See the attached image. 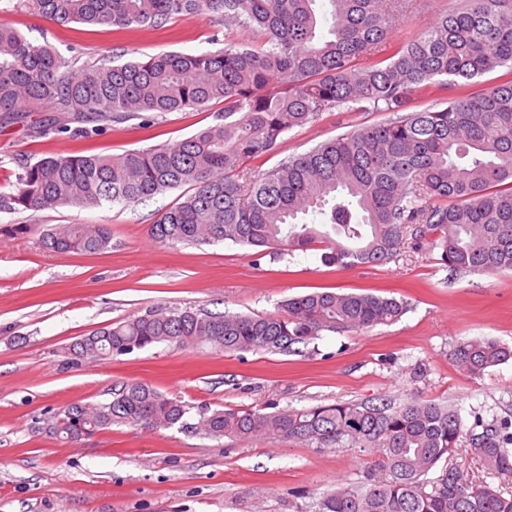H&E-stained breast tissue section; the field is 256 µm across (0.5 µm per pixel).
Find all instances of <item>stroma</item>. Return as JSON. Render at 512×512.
I'll return each mask as SVG.
<instances>
[{"instance_id":"35a3bbf8","label":"stroma","mask_w":512,"mask_h":512,"mask_svg":"<svg viewBox=\"0 0 512 512\" xmlns=\"http://www.w3.org/2000/svg\"><path fill=\"white\" fill-rule=\"evenodd\" d=\"M455 0H412L394 40L415 38ZM68 58L144 60L167 51L213 49V23L177 17L163 29L124 39L103 29L84 35L22 12L0 14ZM383 112H325L289 131L260 170L316 144L385 121ZM213 109L116 120L81 136L22 125L0 128V192L14 191L21 161L58 154H121L172 144L213 124ZM168 191L139 204L0 213V512H310L336 484L363 480L371 458L351 448H315L262 438L214 440L174 428L115 425L76 442L48 422L66 406L104 401L112 385L149 384L194 409L309 408L384 398L454 407L464 426L476 419L512 424V360L482 377L464 374L452 351L463 340L512 347V272L451 271L439 251L413 240L387 263L342 268L312 247L259 252L216 242L161 245L149 232ZM55 224H105L111 246L99 254L46 250L38 230ZM373 293L407 304L389 325L326 332L312 355L224 352L157 345L99 363L68 364L74 340L158 308L264 315L280 301L313 291Z\"/></svg>"}]
</instances>
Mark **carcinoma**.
Listing matches in <instances>:
<instances>
[{"mask_svg": "<svg viewBox=\"0 0 512 512\" xmlns=\"http://www.w3.org/2000/svg\"><path fill=\"white\" fill-rule=\"evenodd\" d=\"M316 0H13L45 21L161 27L178 16L224 27V47L165 52L147 60L75 66L57 48L0 23V125L47 107L89 134L84 122L148 120V114L224 103L217 122L172 145L122 154L56 155L23 166L0 212L140 203L181 186L192 193L150 227L162 245L224 242L280 252L321 244L328 264L377 265L403 245L441 249L455 272L512 271V0H459L408 42L392 39L410 0H329L331 37L317 38ZM260 34L235 39L238 30ZM496 72L487 86L474 79ZM418 93L439 103L413 111ZM386 112L378 124L324 141L275 167L245 163L278 153L291 130L324 112ZM330 207V229L296 224ZM105 224H58L42 232L54 252L108 248ZM406 305L393 297L315 291L266 315L161 309L75 340L64 355L97 362L160 344L209 343L224 352L297 354L323 332L391 324ZM459 368L481 377L512 359L492 339L459 342ZM114 425L176 428L212 439L286 440L379 454L378 473L324 492L314 512H512V494L476 483L454 458L512 474V434L495 421L465 430L451 406L388 399L310 408H223L187 403L141 382L113 385L111 398L71 404L52 434L77 441Z\"/></svg>", "mask_w": 512, "mask_h": 512, "instance_id": "obj_1", "label": "carcinoma"}]
</instances>
